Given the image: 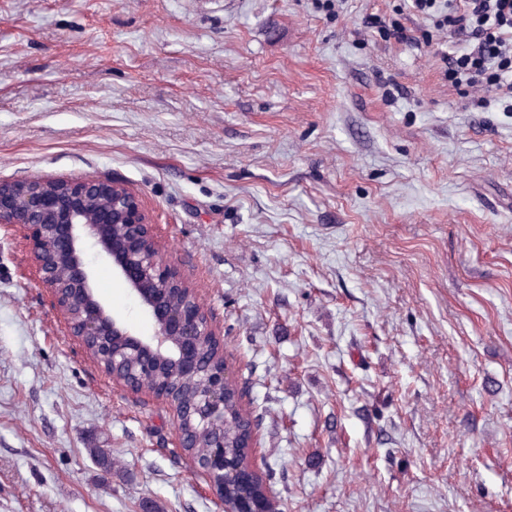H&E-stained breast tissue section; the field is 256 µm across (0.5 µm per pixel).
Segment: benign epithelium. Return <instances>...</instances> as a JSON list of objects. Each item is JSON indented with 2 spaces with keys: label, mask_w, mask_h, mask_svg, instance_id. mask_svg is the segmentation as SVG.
I'll use <instances>...</instances> for the list:
<instances>
[{
  "label": "benign epithelium",
  "mask_w": 512,
  "mask_h": 512,
  "mask_svg": "<svg viewBox=\"0 0 512 512\" xmlns=\"http://www.w3.org/2000/svg\"><path fill=\"white\" fill-rule=\"evenodd\" d=\"M0 225L18 226L27 233L32 257L42 287L51 291L64 316L68 335L85 343L88 336L101 341L91 359L105 369L101 359L118 367L135 360V380L110 374L122 389L146 391L168 405L174 413L180 447H185L181 425L184 416L199 417L205 429H222L228 421V394L238 392V382L228 365L211 370L205 377L198 400L185 407L171 388L145 383L156 360L171 357L176 369L171 383L193 379L201 373L202 356L223 347L197 290L181 270L159 251L153 224L139 196L117 181L97 178L64 179L33 177L25 181H0ZM112 265L149 317L153 331L143 336L115 315L96 293L89 251ZM184 292L180 302L169 300L168 290ZM222 506V512H280L268 489L254 492L259 472L248 461L224 452V436L212 441L204 459L193 462ZM231 479L245 491L232 500L220 494Z\"/></svg>",
  "instance_id": "7a95c632"
}]
</instances>
